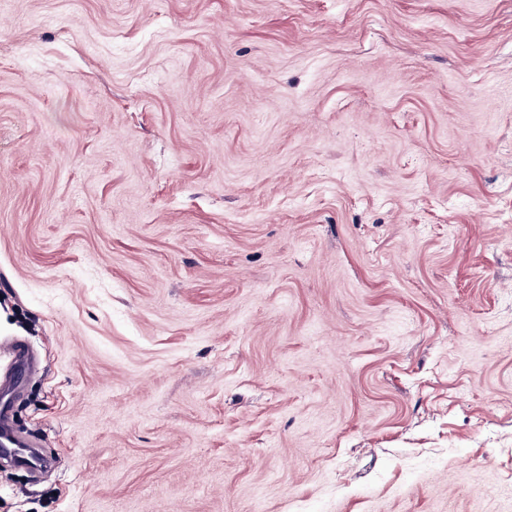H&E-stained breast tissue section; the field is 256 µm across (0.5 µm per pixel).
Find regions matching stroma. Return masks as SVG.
Here are the masks:
<instances>
[{
  "instance_id": "obj_1",
  "label": "stroma",
  "mask_w": 512,
  "mask_h": 512,
  "mask_svg": "<svg viewBox=\"0 0 512 512\" xmlns=\"http://www.w3.org/2000/svg\"><path fill=\"white\" fill-rule=\"evenodd\" d=\"M0 512H512V0H0Z\"/></svg>"
}]
</instances>
